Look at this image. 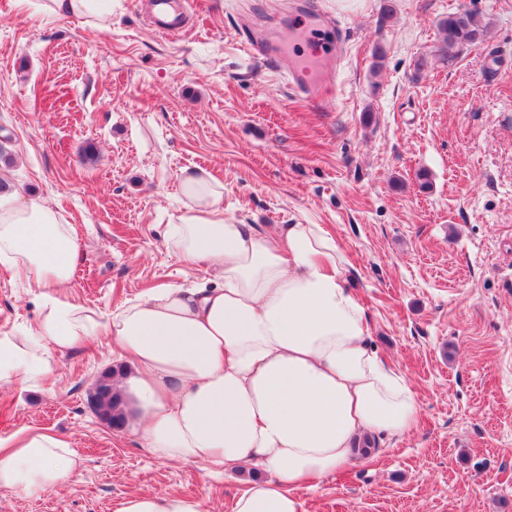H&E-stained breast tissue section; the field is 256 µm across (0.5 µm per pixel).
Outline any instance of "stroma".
Listing matches in <instances>:
<instances>
[{
	"label": "stroma",
	"instance_id": "35a3bbf8",
	"mask_svg": "<svg viewBox=\"0 0 512 512\" xmlns=\"http://www.w3.org/2000/svg\"><path fill=\"white\" fill-rule=\"evenodd\" d=\"M286 2L195 0L170 41L150 32L149 0H114L105 29L0 0V183L73 226L67 293L105 316L162 284L215 286L165 243L185 169L223 182L234 221L324 225L421 414L300 489L303 512H512V0H314L346 35L317 104L241 40L247 24L288 38ZM460 8L488 35L449 62L438 23ZM38 315L37 289L0 270V332ZM54 359L45 386L0 383V438L65 436L81 473L38 499L0 492V512H113L132 491L231 512L247 475L159 461L92 410L126 365L111 340Z\"/></svg>",
	"mask_w": 512,
	"mask_h": 512
}]
</instances>
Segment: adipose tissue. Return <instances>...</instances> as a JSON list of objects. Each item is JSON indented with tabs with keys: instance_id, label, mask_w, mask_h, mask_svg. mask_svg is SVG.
<instances>
[{
	"instance_id": "ef3b65f1",
	"label": "adipose tissue",
	"mask_w": 512,
	"mask_h": 512,
	"mask_svg": "<svg viewBox=\"0 0 512 512\" xmlns=\"http://www.w3.org/2000/svg\"><path fill=\"white\" fill-rule=\"evenodd\" d=\"M184 212L167 243L207 265L214 288L165 286L103 317L61 294L78 252L71 225L40 199L0 195V268L40 288L35 325L0 332V382H43L54 351L112 336L129 358L114 377L132 398L133 431L166 463L208 474L262 469L232 512H302L298 489L349 461L363 438H399L420 406L369 341L345 255L321 224H240L204 168L180 179ZM70 442L26 429L0 440V490L39 498L74 475ZM114 512H205L201 499L131 492Z\"/></svg>"
}]
</instances>
